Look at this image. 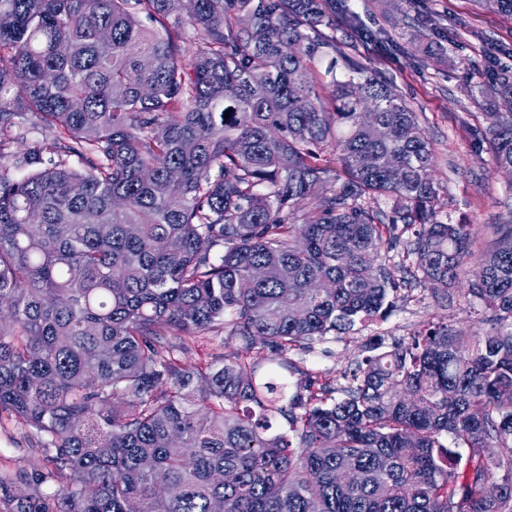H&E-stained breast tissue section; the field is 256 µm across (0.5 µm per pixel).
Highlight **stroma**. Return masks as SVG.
I'll return each mask as SVG.
<instances>
[{
    "instance_id": "35a3bbf8",
    "label": "stroma",
    "mask_w": 512,
    "mask_h": 512,
    "mask_svg": "<svg viewBox=\"0 0 512 512\" xmlns=\"http://www.w3.org/2000/svg\"><path fill=\"white\" fill-rule=\"evenodd\" d=\"M336 13V38L348 57L390 79L419 115L434 150L433 177L442 212L475 225V248L491 249L493 227L512 222V174L498 169L473 137L482 124L479 86L512 70V18L476 0H348ZM467 282L449 290L397 282L384 317L332 332L291 358L297 373L340 383L366 356L409 340L430 321L466 333L485 332L480 305L468 304ZM44 465L42 443L28 427L0 421V484L14 492Z\"/></svg>"
}]
</instances>
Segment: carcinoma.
<instances>
[{"label": "carcinoma", "instance_id": "carcinoma-1", "mask_svg": "<svg viewBox=\"0 0 512 512\" xmlns=\"http://www.w3.org/2000/svg\"><path fill=\"white\" fill-rule=\"evenodd\" d=\"M182 2L0 0V418L47 470L6 512H512V224L469 282L485 335L431 322L337 388L182 361L225 333L286 368L387 311L398 226L445 291L474 238L417 113L336 57V0ZM509 97L474 130L498 168Z\"/></svg>", "mask_w": 512, "mask_h": 512}]
</instances>
